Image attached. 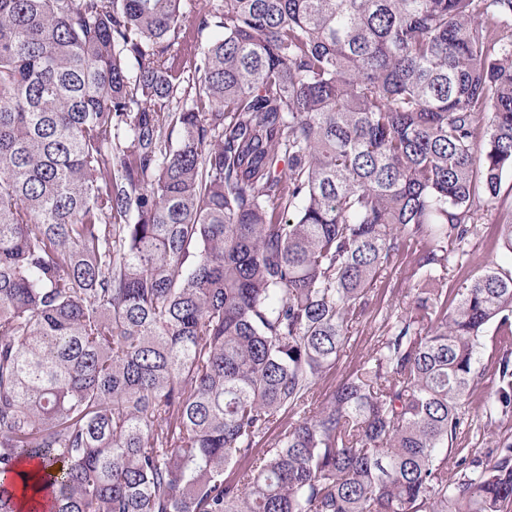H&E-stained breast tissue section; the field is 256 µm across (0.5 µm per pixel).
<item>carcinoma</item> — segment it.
I'll return each mask as SVG.
<instances>
[{"label":"carcinoma","mask_w":512,"mask_h":512,"mask_svg":"<svg viewBox=\"0 0 512 512\" xmlns=\"http://www.w3.org/2000/svg\"><path fill=\"white\" fill-rule=\"evenodd\" d=\"M182 8L0 0V512H512V436L458 447L490 324L512 414V273L442 287L512 0ZM406 238L427 287L318 401Z\"/></svg>","instance_id":"carcinoma-1"}]
</instances>
